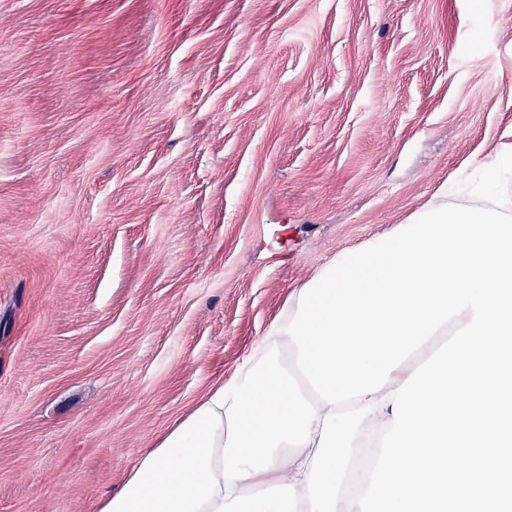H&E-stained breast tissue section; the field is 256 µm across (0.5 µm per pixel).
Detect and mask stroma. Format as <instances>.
I'll return each mask as SVG.
<instances>
[{"label": "stroma", "instance_id": "obj_1", "mask_svg": "<svg viewBox=\"0 0 512 512\" xmlns=\"http://www.w3.org/2000/svg\"><path fill=\"white\" fill-rule=\"evenodd\" d=\"M509 130L512 0H0V512L118 490Z\"/></svg>", "mask_w": 512, "mask_h": 512}]
</instances>
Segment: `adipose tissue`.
<instances>
[{"mask_svg": "<svg viewBox=\"0 0 512 512\" xmlns=\"http://www.w3.org/2000/svg\"><path fill=\"white\" fill-rule=\"evenodd\" d=\"M467 196L340 254L94 512H474L512 502V141ZM383 451L357 493L358 448Z\"/></svg>", "mask_w": 512, "mask_h": 512, "instance_id": "obj_1", "label": "adipose tissue"}]
</instances>
